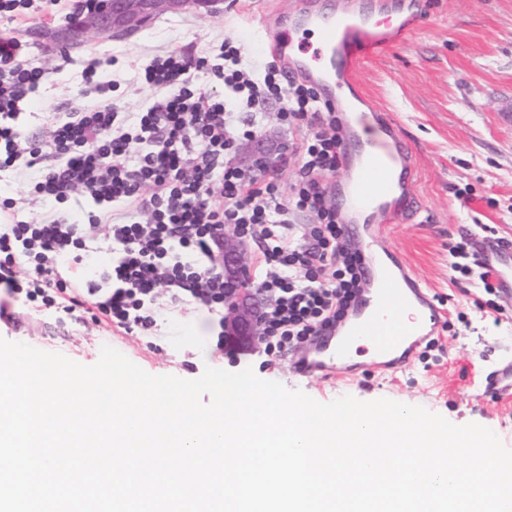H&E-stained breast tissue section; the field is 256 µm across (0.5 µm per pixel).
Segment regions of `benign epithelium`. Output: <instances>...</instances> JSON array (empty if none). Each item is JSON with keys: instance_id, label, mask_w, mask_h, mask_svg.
<instances>
[{"instance_id": "7a95c632", "label": "benign epithelium", "mask_w": 512, "mask_h": 512, "mask_svg": "<svg viewBox=\"0 0 512 512\" xmlns=\"http://www.w3.org/2000/svg\"><path fill=\"white\" fill-rule=\"evenodd\" d=\"M218 0H102L100 9L77 20L58 39L61 45H77L88 36L112 39L127 37L162 13L194 8L212 11ZM224 278L242 282L250 275L248 240L235 232H224L221 245ZM261 301L249 288L224 291V345L243 354L253 351L261 335Z\"/></svg>"}]
</instances>
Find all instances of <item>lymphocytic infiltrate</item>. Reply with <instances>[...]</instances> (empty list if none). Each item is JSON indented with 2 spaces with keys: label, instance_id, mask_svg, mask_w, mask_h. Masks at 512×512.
Returning a JSON list of instances; mask_svg holds the SVG:
<instances>
[{
  "label": "lymphocytic infiltrate",
  "instance_id": "f902f5d3",
  "mask_svg": "<svg viewBox=\"0 0 512 512\" xmlns=\"http://www.w3.org/2000/svg\"><path fill=\"white\" fill-rule=\"evenodd\" d=\"M18 45L0 39V172L18 159L37 168V194L63 201L83 190L96 203H115L121 222L108 211L89 213L76 224L55 215L25 220L16 199L0 201V289L7 295L125 333H146L161 293L171 302L194 300L209 313L224 311V263L220 243L233 225L257 248L250 287L271 297L262 313L261 345L285 357L348 314L365 280L364 257L345 234L322 178L341 165L343 140L333 106L314 88L289 80L275 61L261 73L247 70L240 47L223 43V61H190L173 51L140 72L155 91L143 112H121L96 102L29 135L18 107L43 73L17 56ZM207 69L228 87L208 94L190 76ZM280 103L284 125L308 121L290 148L302 158L297 181L284 188L266 164L244 170L233 162L234 144L257 138L255 110ZM151 188L143 197V188ZM316 219L295 235L291 215ZM112 244V289L99 297L93 284L80 285L59 269L63 257L81 263L90 242Z\"/></svg>",
  "mask_w": 512,
  "mask_h": 512
}]
</instances>
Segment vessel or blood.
Here are the masks:
<instances>
[{
  "mask_svg": "<svg viewBox=\"0 0 512 512\" xmlns=\"http://www.w3.org/2000/svg\"><path fill=\"white\" fill-rule=\"evenodd\" d=\"M427 6V0H373L367 9L360 0H344L342 7L326 10L318 0H299L284 15L268 4L253 30L263 54L314 85L339 115L342 159L353 175L336 201L348 222L367 235L360 249L372 274L370 288L344 327L327 329L293 356L290 366L297 375L333 381L351 374L347 346L352 341L374 346L380 371L407 370L416 348L441 326L434 295L400 261L382 230L412 211L418 176L414 153L358 78L366 58L421 27ZM312 33L318 36L314 46L305 42ZM482 393L512 401V360L491 373Z\"/></svg>",
  "mask_w": 512,
  "mask_h": 512,
  "instance_id": "obj_1",
  "label": "vessel or blood"
}]
</instances>
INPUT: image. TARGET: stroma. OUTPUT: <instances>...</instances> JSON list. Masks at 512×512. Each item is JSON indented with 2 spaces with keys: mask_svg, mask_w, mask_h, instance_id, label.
Wrapping results in <instances>:
<instances>
[{
  "mask_svg": "<svg viewBox=\"0 0 512 512\" xmlns=\"http://www.w3.org/2000/svg\"><path fill=\"white\" fill-rule=\"evenodd\" d=\"M247 2L253 13L263 8L261 0H223L213 15L191 9L166 14L132 37L64 48L33 31L65 29L70 0L51 8L34 0L23 15L0 17V38L20 41L25 60L44 72L20 105V124L35 134L58 114L90 104L82 70L93 60L99 63L97 80L111 86L110 101L123 112L141 111L152 93L139 83L140 69L170 51L219 63L220 47L225 38L237 37L240 8ZM431 2L420 30L367 59L358 72L375 102L396 120L419 166L414 196L421 211L407 223L389 225L390 238L422 285L444 303L440 339L435 347L418 348L409 369L387 375L365 361L351 382L300 378L285 359L268 365L260 353H220L214 316L164 296L151 336L70 319L61 323L54 312L35 314L19 302L20 329L0 325V338L83 365L96 363L108 345L150 374L183 379L199 377L207 366L231 372L250 367L261 379L326 403L344 395L387 398L424 407L456 425L474 422L512 448V405L478 396L486 376L512 357V297H496L498 312L490 314L477 274L452 271L449 253L450 246L467 241L468 264L475 269L485 255L473 245L474 235L512 246V0ZM35 180V169L20 161L0 179V195L23 200L26 219L39 222L56 213L80 218L100 209L82 192L62 204L42 199L33 190Z\"/></svg>",
  "mask_w": 512,
  "mask_h": 512,
  "instance_id": "35a3bbf8",
  "label": "stroma"
}]
</instances>
